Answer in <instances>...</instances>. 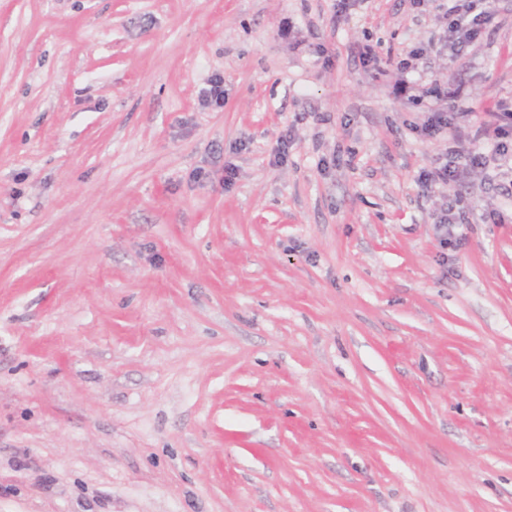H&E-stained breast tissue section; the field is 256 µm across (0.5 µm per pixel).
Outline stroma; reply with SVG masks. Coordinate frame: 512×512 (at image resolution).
<instances>
[{"label":"stroma","mask_w":512,"mask_h":512,"mask_svg":"<svg viewBox=\"0 0 512 512\" xmlns=\"http://www.w3.org/2000/svg\"><path fill=\"white\" fill-rule=\"evenodd\" d=\"M442 2L0 0V512H512V155L419 181L512 0ZM443 16L448 23V48L454 52L456 49L466 43L477 39L482 29L489 24L492 19V12L489 10H480L475 12V0H446ZM448 2V3H447ZM439 100L442 104L429 112L427 121L422 128V132L425 135L435 136L448 132L450 128H457L455 125L456 117L462 114L460 117L465 116L466 112H453L457 93L454 90H440L438 94Z\"/></svg>","instance_id":"obj_1"}]
</instances>
